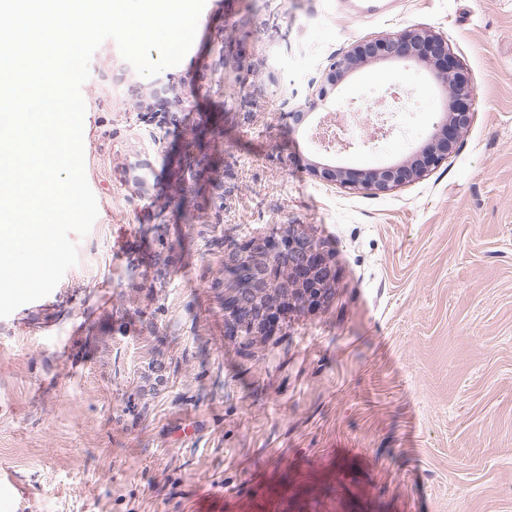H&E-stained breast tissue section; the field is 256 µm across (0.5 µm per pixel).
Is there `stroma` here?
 I'll use <instances>...</instances> for the list:
<instances>
[{
    "label": "stroma",
    "mask_w": 512,
    "mask_h": 512,
    "mask_svg": "<svg viewBox=\"0 0 512 512\" xmlns=\"http://www.w3.org/2000/svg\"><path fill=\"white\" fill-rule=\"evenodd\" d=\"M206 0L176 111L105 41L82 86L98 217L46 297L0 318V512H512V0ZM447 37L475 112L446 161L385 194L310 175L287 116L354 41ZM230 54L220 64L219 48ZM409 97L405 159L439 119L415 66L329 93L360 116ZM193 173L190 194L179 178ZM302 225L336 267L328 306L230 335L224 255Z\"/></svg>",
    "instance_id": "stroma-1"
}]
</instances>
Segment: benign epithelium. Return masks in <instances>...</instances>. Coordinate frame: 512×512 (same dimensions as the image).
<instances>
[{"instance_id":"7a95c632","label":"benign epithelium","mask_w":512,"mask_h":512,"mask_svg":"<svg viewBox=\"0 0 512 512\" xmlns=\"http://www.w3.org/2000/svg\"><path fill=\"white\" fill-rule=\"evenodd\" d=\"M380 64H413L427 70L442 96V111L434 126L431 137L407 158L385 166L369 169H352L339 165L313 162L310 173L325 182L339 184L382 193L408 184L423 176L429 170L446 160L455 148L456 140L448 139V120H454L461 128H466L473 112L474 95L465 67L448 47V39L425 30L406 28L382 36L364 37L353 42L349 50L340 58L331 61L323 73V85L312 91L311 99L293 114L295 126L304 124L309 116L325 105L328 98L327 86H336L350 73L361 67ZM351 117L360 132L356 141L344 142L341 149L348 150L358 144H371L387 137L388 130L372 122L364 123L358 114ZM266 246L262 241L254 240L235 250L229 251L224 265L231 268L244 258L257 267L266 260ZM312 280L326 281L336 278V269L327 257H319L308 271ZM312 289L300 281L288 278V296L299 299L303 305L314 300L313 307L318 308L328 302V296L317 291L309 296Z\"/></svg>"}]
</instances>
